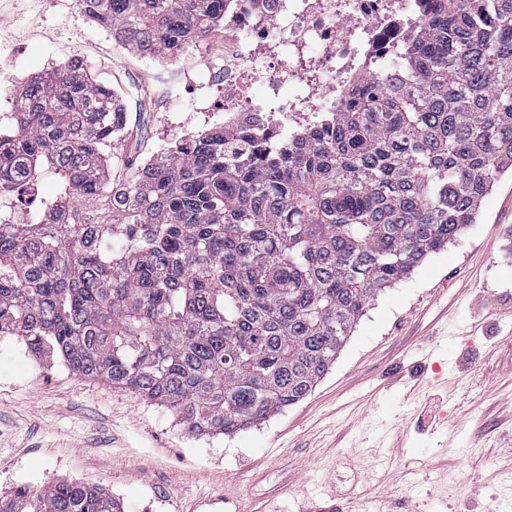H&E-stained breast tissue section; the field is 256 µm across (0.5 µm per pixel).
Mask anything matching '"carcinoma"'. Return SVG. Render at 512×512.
I'll return each mask as SVG.
<instances>
[{"mask_svg":"<svg viewBox=\"0 0 512 512\" xmlns=\"http://www.w3.org/2000/svg\"><path fill=\"white\" fill-rule=\"evenodd\" d=\"M79 2L149 58L224 19V0ZM393 71L309 127L182 137L122 183L116 89L77 60L30 80L0 131V194L32 193L44 222L0 224V336L169 407L191 436L303 400L369 302L512 169V0H440ZM0 512L121 506L59 481L1 494Z\"/></svg>","mask_w":512,"mask_h":512,"instance_id":"cac0c4a2","label":"carcinoma"}]
</instances>
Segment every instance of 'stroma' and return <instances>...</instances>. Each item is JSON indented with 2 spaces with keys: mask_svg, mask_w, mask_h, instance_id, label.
<instances>
[{
  "mask_svg": "<svg viewBox=\"0 0 512 512\" xmlns=\"http://www.w3.org/2000/svg\"><path fill=\"white\" fill-rule=\"evenodd\" d=\"M80 60L116 86L112 179L199 130L169 72L224 65L216 24L163 62L118 45L77 0H0V113L32 77ZM512 175L480 214L372 301L298 404L188 436L166 406L0 339V492L99 485L123 512H512Z\"/></svg>",
  "mask_w": 512,
  "mask_h": 512,
  "instance_id": "35a3bbf8",
  "label": "stroma"
}]
</instances>
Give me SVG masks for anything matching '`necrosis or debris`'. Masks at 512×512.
<instances>
[{
    "mask_svg": "<svg viewBox=\"0 0 512 512\" xmlns=\"http://www.w3.org/2000/svg\"><path fill=\"white\" fill-rule=\"evenodd\" d=\"M436 0H225L224 72L182 73L206 123L283 134L390 72Z\"/></svg>",
    "mask_w": 512,
    "mask_h": 512,
    "instance_id": "4bbe7bcc",
    "label": "necrosis or debris"
}]
</instances>
